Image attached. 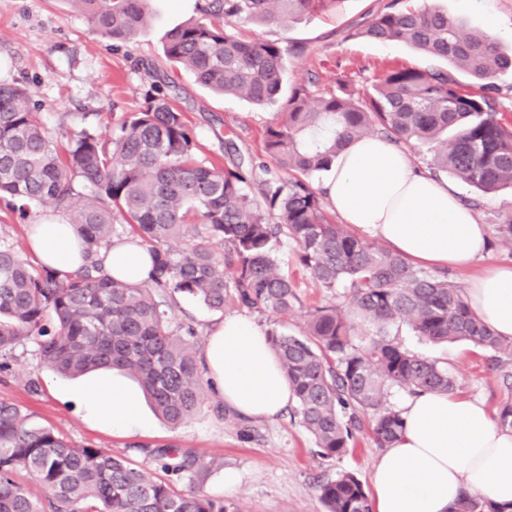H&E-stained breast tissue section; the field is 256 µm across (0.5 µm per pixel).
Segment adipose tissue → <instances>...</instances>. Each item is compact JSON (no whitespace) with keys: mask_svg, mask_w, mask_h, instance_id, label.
<instances>
[{"mask_svg":"<svg viewBox=\"0 0 512 512\" xmlns=\"http://www.w3.org/2000/svg\"><path fill=\"white\" fill-rule=\"evenodd\" d=\"M323 189L343 223L385 242L411 262L465 269L489 252V232L447 181L422 172L408 153L377 136L353 141L336 158ZM27 245L40 265L70 272L82 245L66 220L30 225ZM100 257L130 283L148 279L149 252L136 238L113 241ZM474 314L512 342V264H494L465 288ZM203 364L217 401L250 419H271L292 389L267 338L248 317L214 325ZM138 392L116 378L94 383L87 409L116 429L138 425ZM404 432L370 477L373 512H449L464 496L512 504V431L495 424L484 405L448 393L423 392L402 406Z\"/></svg>","mask_w":512,"mask_h":512,"instance_id":"obj_1","label":"adipose tissue"}]
</instances>
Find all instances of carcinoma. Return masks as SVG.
Masks as SVG:
<instances>
[{
	"label": "carcinoma",
	"mask_w": 512,
	"mask_h": 512,
	"mask_svg": "<svg viewBox=\"0 0 512 512\" xmlns=\"http://www.w3.org/2000/svg\"><path fill=\"white\" fill-rule=\"evenodd\" d=\"M92 27L128 42L146 25L148 0H72ZM323 6L321 0H208L204 17L172 29L166 61L224 96L280 103L266 126L264 157L217 171L192 158L196 134L157 74L144 106L121 119L104 141L93 131L71 136L62 154L39 124L30 89L0 84V199L24 209L51 206L68 216L86 264L74 272L25 263L0 243V370L16 348L36 347L40 365L76 377L118 369L139 384L157 414L178 427L202 410L201 345L190 325L175 322L172 301L191 296L215 312L233 302L286 316L300 300L278 270L273 244L295 246L309 278L347 304L308 312L303 331L267 332L297 402L316 455L349 452L359 414L372 417L378 447L403 430L384 391L449 393L456 380L437 359L421 357L389 334L404 325L430 342L466 341L496 358L512 354L472 312L448 276L420 269L401 255L338 224L312 179L327 171L353 140L373 130L394 144L427 147L428 170L446 172L486 193L512 186V121L497 110L493 79L512 75V52L486 33H469L448 15L381 0L350 38L402 41L444 67H398L369 90L345 80L312 99L305 83L285 87V61L295 47L278 40H243L244 22L288 25ZM221 17L217 27L209 17ZM466 76L473 80L467 84ZM256 183L262 196L250 195ZM129 226L154 257L150 280L110 276L101 249ZM190 237L178 251L172 242ZM170 479H158L105 448L79 446L13 403L0 401V512H242L174 481L206 470L188 448H140ZM33 480L42 496L27 484ZM326 512H371L362 480L342 472L319 484ZM450 512H512L466 496Z\"/></svg>",
	"instance_id": "1"
}]
</instances>
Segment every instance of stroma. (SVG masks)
I'll use <instances>...</instances> for the list:
<instances>
[{"mask_svg": "<svg viewBox=\"0 0 512 512\" xmlns=\"http://www.w3.org/2000/svg\"><path fill=\"white\" fill-rule=\"evenodd\" d=\"M203 2L151 0L146 26L129 42L116 43L93 29L74 0H0V83H26L40 105L39 122L59 150H66L73 133L111 131L124 115L141 109L150 69H165L162 46L166 33L199 17ZM412 3L446 12L468 31L491 32L504 50L512 49V0ZM374 4L375 0H339L286 28L244 24L239 31L246 38H285L304 46V53L288 59L289 82L313 81L319 95L336 90L341 79L368 89L385 68L428 64L401 42L348 38L349 24L368 20ZM169 77L168 93L197 134L196 160L221 169L231 158L248 160L260 155L262 134L274 119L276 106L259 107L214 94L181 69L169 72ZM458 190L479 223L491 227L512 212L511 188L485 194L462 184ZM40 218L52 220L51 209L31 207L23 220L0 203V241L13 244L25 261H32L26 229L28 222ZM276 256L281 271L296 282L303 307L278 320L270 314L255 315L261 329H270L277 320L296 333L303 327L306 309L342 303V295L327 292L305 275L295 262L292 243L281 242ZM396 338L413 353L445 360L457 381L456 395L482 401L491 417H498L503 406H512V356L495 366L487 352L465 342L434 344L406 329ZM84 384V379L66 378L40 366L32 345L26 344L16 349L10 370L0 373V400L33 413L75 444L109 449L142 468H153L154 463L140 453V446L193 449L208 471L204 479L180 481V489H199L243 512H324L319 484L346 471L368 480L383 453L366 423L356 431L353 449L323 462L316 458L314 440L294 408L273 420L245 419L229 411L220 417L210 396L196 416L175 429L163 423L147 403H140V427L119 431L89 415L77 397ZM230 471L239 473L240 482L228 492L224 475Z\"/></svg>", "mask_w": 512, "mask_h": 512, "instance_id": "1", "label": "stroma"}]
</instances>
